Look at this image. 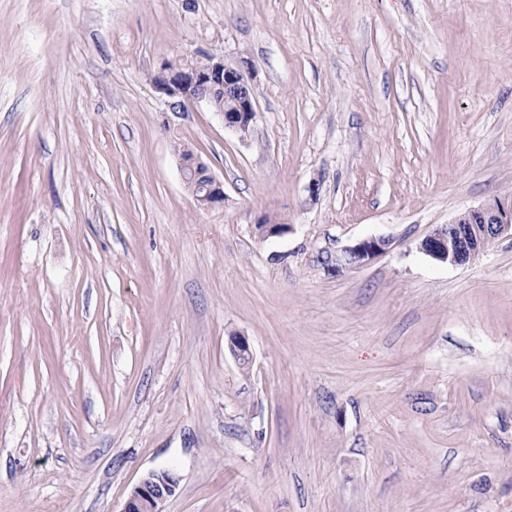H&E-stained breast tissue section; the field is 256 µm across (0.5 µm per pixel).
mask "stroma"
Masks as SVG:
<instances>
[{
	"label": "stroma",
	"instance_id": "1",
	"mask_svg": "<svg viewBox=\"0 0 512 512\" xmlns=\"http://www.w3.org/2000/svg\"><path fill=\"white\" fill-rule=\"evenodd\" d=\"M211 51L246 138L151 82ZM495 197L512 0H0V512H512V237L420 248ZM180 171L183 181L196 184L201 194L193 195L195 202L204 208L224 203V184L211 172L209 167L196 155L180 156ZM390 241L386 238H368L346 246L343 249V259L349 265H359L366 260L385 253ZM178 479L168 470L149 472L132 488L122 512H164V502L174 494Z\"/></svg>",
	"mask_w": 512,
	"mask_h": 512
}]
</instances>
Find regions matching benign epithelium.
I'll use <instances>...</instances> for the list:
<instances>
[{
	"mask_svg": "<svg viewBox=\"0 0 512 512\" xmlns=\"http://www.w3.org/2000/svg\"><path fill=\"white\" fill-rule=\"evenodd\" d=\"M254 66L241 58L228 63L221 53H208L191 69L169 63L153 78L154 86L171 99L170 108L179 112L199 101L208 103L224 121V128L244 137L253 126L256 100L252 83ZM183 181L196 184L199 194L195 202L204 208L224 204V183L196 155L180 157ZM512 236V200L499 205H480L459 215L452 223L437 228L425 237L421 250L432 259L451 265H462L474 253L483 252L504 235ZM386 238H368L343 249L349 265H359L385 253ZM178 479L169 470L149 472L132 488L122 512H164V502L174 494Z\"/></svg>",
	"mask_w": 512,
	"mask_h": 512,
	"instance_id": "1",
	"label": "benign epithelium"
}]
</instances>
